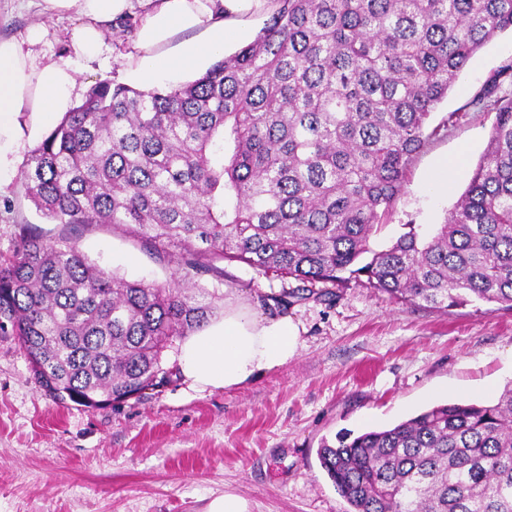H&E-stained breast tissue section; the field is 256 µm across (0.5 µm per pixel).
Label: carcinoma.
<instances>
[{
  "label": "carcinoma",
  "instance_id": "obj_1",
  "mask_svg": "<svg viewBox=\"0 0 512 512\" xmlns=\"http://www.w3.org/2000/svg\"><path fill=\"white\" fill-rule=\"evenodd\" d=\"M253 41L197 79L102 82L28 154L20 186L68 226H125L185 275L240 262L311 285L352 280L397 302L512 310V60L466 104L487 149L444 223L370 247L412 159L459 116L429 119L471 57L512 30V0H273ZM217 288L130 281L66 236L17 225L0 253V332L64 404L154 385L170 340ZM349 512H512V385L321 443Z\"/></svg>",
  "mask_w": 512,
  "mask_h": 512
}]
</instances>
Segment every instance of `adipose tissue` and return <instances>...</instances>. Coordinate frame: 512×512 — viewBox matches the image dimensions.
I'll return each instance as SVG.
<instances>
[{
  "instance_id": "ef3b65f1",
  "label": "adipose tissue",
  "mask_w": 512,
  "mask_h": 512,
  "mask_svg": "<svg viewBox=\"0 0 512 512\" xmlns=\"http://www.w3.org/2000/svg\"><path fill=\"white\" fill-rule=\"evenodd\" d=\"M270 0H41L43 13L74 14L72 47L84 57L98 55L108 24L137 16L131 73L149 83L196 71L222 55L243 35L242 22ZM76 88L75 71L53 63L37 68L23 45L0 40V170L17 144L19 117L42 120L67 112ZM298 327L287 316L264 310L258 295L225 304L222 318L204 324L179 345L176 367L190 388L245 386L293 359Z\"/></svg>"
}]
</instances>
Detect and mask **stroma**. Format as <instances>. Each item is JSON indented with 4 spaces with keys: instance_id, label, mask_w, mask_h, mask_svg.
<instances>
[{
    "instance_id": "35a3bbf8",
    "label": "stroma",
    "mask_w": 512,
    "mask_h": 512,
    "mask_svg": "<svg viewBox=\"0 0 512 512\" xmlns=\"http://www.w3.org/2000/svg\"><path fill=\"white\" fill-rule=\"evenodd\" d=\"M36 66L70 65L77 98L99 82L131 84L134 26L105 33L101 53L76 55L70 15L46 18L39 0H0V38L25 41ZM512 33L495 36L461 72L430 118L457 123L412 161L403 193L370 241L389 246L418 225L444 223L487 147L496 114L468 112L466 102L504 62ZM23 130L0 173V251L15 227L35 225L46 237L62 225L44 219L24 199L19 172L37 140L40 119L22 114ZM445 190L432 191L440 166ZM70 236L90 261L130 280L165 284L182 275L172 262L149 255L120 228H76ZM229 296L258 294L298 325L297 356L254 383L199 392L178 372L161 388L91 410L63 406L40 389L11 334L0 335V512H205L216 497H242L248 512H348L321 468L317 450L337 433L382 429L428 406L454 400L488 401L512 385V311L471 302L447 310L397 303L356 283L317 284L293 297L300 283L261 275L245 264L224 265Z\"/></svg>"
}]
</instances>
